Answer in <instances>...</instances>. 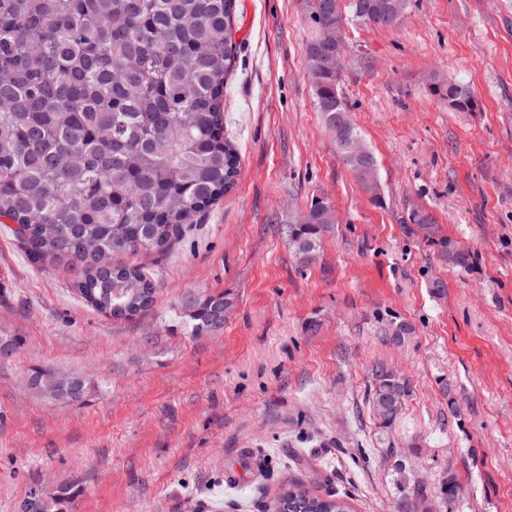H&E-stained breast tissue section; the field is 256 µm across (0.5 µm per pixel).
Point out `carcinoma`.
Segmentation results:
<instances>
[{"instance_id":"carcinoma-1","label":"carcinoma","mask_w":512,"mask_h":512,"mask_svg":"<svg viewBox=\"0 0 512 512\" xmlns=\"http://www.w3.org/2000/svg\"><path fill=\"white\" fill-rule=\"evenodd\" d=\"M237 0H0V230L33 262L78 272L73 288L98 312L131 318L154 303L156 284L141 266L112 262L165 253L236 184L240 155L224 140V76L234 65ZM317 29L308 67L316 105L336 150L363 188L381 197L378 163L339 91L336 47L325 30L349 21L399 22L406 0H307ZM435 94L458 112H480L469 86L436 82ZM356 142L362 162L341 143ZM451 268L474 267L473 254L439 234L434 214L411 213ZM337 223L328 199L288 225L302 261L314 257ZM227 294L186 302L195 334L224 325ZM371 404L390 425L408 386L375 368ZM35 389L78 400L86 382L62 375L52 385L34 372ZM270 512H349L333 489L312 493L284 484Z\"/></svg>"}]
</instances>
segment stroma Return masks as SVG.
Listing matches in <instances>:
<instances>
[{"instance_id": "35a3bbf8", "label": "stroma", "mask_w": 512, "mask_h": 512, "mask_svg": "<svg viewBox=\"0 0 512 512\" xmlns=\"http://www.w3.org/2000/svg\"><path fill=\"white\" fill-rule=\"evenodd\" d=\"M236 24L238 182L170 251L126 256L158 280L151 308L98 313L71 267L0 234V336L20 339L0 361V512L65 485L54 512H264L285 478L351 512H512V0H408L395 26H347L340 89L377 200L316 108L305 0H238ZM448 80L481 111L433 94ZM316 196L338 222L303 264L288 226ZM418 207L474 270L440 261ZM189 293L233 297L221 332L192 333ZM378 364L410 389L388 426L367 401ZM37 368L82 376L83 396H38ZM246 453L258 469L227 484ZM436 95L448 101V106L458 112L481 111V102L469 86L448 81L436 82L432 86ZM445 93V94H444Z\"/></svg>"}]
</instances>
